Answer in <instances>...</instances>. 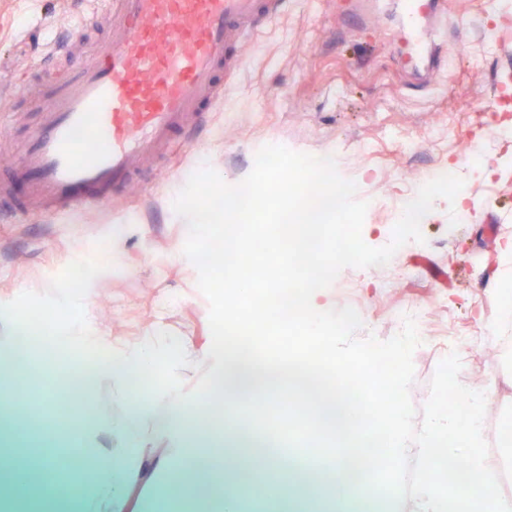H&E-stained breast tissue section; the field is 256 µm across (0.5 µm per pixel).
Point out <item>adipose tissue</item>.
Segmentation results:
<instances>
[{
	"instance_id": "ef3b65f1",
	"label": "adipose tissue",
	"mask_w": 512,
	"mask_h": 512,
	"mask_svg": "<svg viewBox=\"0 0 512 512\" xmlns=\"http://www.w3.org/2000/svg\"><path fill=\"white\" fill-rule=\"evenodd\" d=\"M164 392V386L153 384L131 400L122 426L128 443L123 452L90 447L85 430L78 429L69 437L82 450L79 467L64 470L50 451L33 459L17 456L12 467L0 471V501L25 498L37 503L39 512H149L144 500L137 508L129 506V492L144 474L143 467L132 466L131 461L140 455L139 435L153 398ZM252 433L247 421L227 418L223 446L197 443L185 449L178 481L159 488L156 500L164 502L166 512H197L211 502L218 512H244L239 492L247 488L254 498L268 501L271 512H329L335 503L346 512H361L380 493L368 477L349 479L348 454L338 455L330 466L323 462L322 449L307 448L300 453L303 464L298 467L269 453L253 452L246 443ZM88 465L94 468L95 481L87 494L69 497L59 491L60 477L81 481ZM33 468L42 473L35 482L27 478Z\"/></svg>"
}]
</instances>
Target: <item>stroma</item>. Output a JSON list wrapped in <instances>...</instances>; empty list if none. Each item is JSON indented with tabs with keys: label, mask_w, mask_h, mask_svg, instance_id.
<instances>
[{
	"label": "stroma",
	"mask_w": 512,
	"mask_h": 512,
	"mask_svg": "<svg viewBox=\"0 0 512 512\" xmlns=\"http://www.w3.org/2000/svg\"><path fill=\"white\" fill-rule=\"evenodd\" d=\"M437 29L449 53L430 78L405 68L385 37L397 19L387 0H288V8L246 48L248 65L234 80L222 110L212 113L191 149L159 158L150 174L130 185L126 202L71 218L29 214L0 219V304L25 291L46 293L70 263L93 259L106 248L112 261L85 300L87 321L107 333L116 349L139 346L166 331L206 352L212 344L209 304L197 287V269L183 257L186 220L172 204L190 175L214 169L225 182L246 177L259 149L280 144L315 157L346 147L342 178L360 171L359 186L399 200L407 178L428 172L435 160L464 168V205L473 220L451 225V207L439 198L420 230L388 264L376 267L358 290L360 308L378 322L375 335L398 334L395 312L435 296L432 315L452 310L469 317L475 294L485 316L476 324L488 360L463 356L459 379L494 392L498 407L512 404V388L500 382L512 359L496 348L493 329L497 288L512 286V254L487 240L483 227L498 226L499 240H512V143L495 139L489 125L468 123L470 112H489L496 95L512 94V0H447ZM79 14L71 0H0V94L13 96L15 111L0 117V158L14 161L23 127L39 119L42 104L30 75L66 77L62 48ZM468 25L458 43L449 19ZM477 145L482 174L469 168L464 151L440 153L449 134ZM417 151L406 147L408 138ZM376 153L362 159L358 144ZM497 182L488 190V182ZM112 411L88 416L83 427L96 448L120 450L127 405L109 382L94 386ZM167 401L145 421L143 455L154 461L151 480L166 475L185 440L165 430Z\"/></svg>",
	"instance_id": "stroma-1"
}]
</instances>
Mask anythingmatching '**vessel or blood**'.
Listing matches in <instances>:
<instances>
[{"mask_svg": "<svg viewBox=\"0 0 512 512\" xmlns=\"http://www.w3.org/2000/svg\"><path fill=\"white\" fill-rule=\"evenodd\" d=\"M288 0H86L112 18L97 49L72 55L68 78L42 98L25 161L0 163V208L65 217L117 201L176 135L222 109L245 69L244 40ZM406 61L419 67L438 0H399ZM29 192L15 199V182Z\"/></svg>", "mask_w": 512, "mask_h": 512, "instance_id": "b4317fda", "label": "vessel or blood"}]
</instances>
